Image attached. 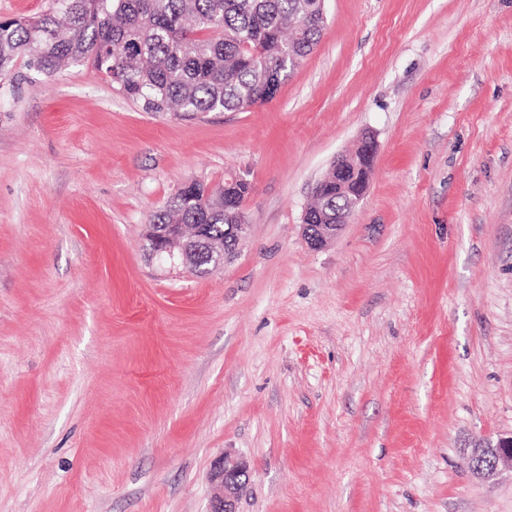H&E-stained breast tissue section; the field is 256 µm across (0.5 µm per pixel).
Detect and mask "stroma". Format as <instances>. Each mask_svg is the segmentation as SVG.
Instances as JSON below:
<instances>
[{
  "label": "stroma",
  "instance_id": "obj_1",
  "mask_svg": "<svg viewBox=\"0 0 512 512\" xmlns=\"http://www.w3.org/2000/svg\"><path fill=\"white\" fill-rule=\"evenodd\" d=\"M274 99L148 113L92 64L0 77V512H512V0H326ZM365 197L311 249L363 134ZM252 192L209 275L144 248L184 183ZM375 158L373 138L365 134L353 155L340 154L331 163L324 177L314 187L315 200L324 197L325 191L336 183V194H342L344 206L336 208V215L327 206L314 205L303 215V236L313 249L327 245L348 219L357 211L366 192L370 175V165ZM354 187V190L351 188ZM466 461L470 473L478 481L488 480L506 469L512 472V433L496 441H482L480 445L471 448ZM248 478L244 460H232L228 456L217 461L210 473V480L219 488L208 512H238L239 492Z\"/></svg>",
  "mask_w": 512,
  "mask_h": 512
}]
</instances>
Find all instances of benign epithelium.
I'll list each match as a JSON object with an SVG mask.
<instances>
[{
  "instance_id": "benign-epithelium-1",
  "label": "benign epithelium",
  "mask_w": 512,
  "mask_h": 512,
  "mask_svg": "<svg viewBox=\"0 0 512 512\" xmlns=\"http://www.w3.org/2000/svg\"><path fill=\"white\" fill-rule=\"evenodd\" d=\"M374 158V141L366 134L354 154L336 156L324 177L316 183L315 199L324 197L327 188L334 183L336 193L344 196V206L333 212L326 206L314 205L305 211L303 236L311 248L326 246L357 211L366 192ZM246 230L245 223L227 224L224 237L220 238L213 234L209 224H152L146 248L149 255L203 277L235 257ZM466 461L478 481L488 480L506 469L512 471V433L482 441L471 448ZM247 478L245 461L227 456L217 461L210 480L218 486L219 493L212 500L209 512H238L239 492Z\"/></svg>"
}]
</instances>
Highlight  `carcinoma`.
<instances>
[{"label": "carcinoma", "instance_id": "cac0c4a2", "mask_svg": "<svg viewBox=\"0 0 512 512\" xmlns=\"http://www.w3.org/2000/svg\"><path fill=\"white\" fill-rule=\"evenodd\" d=\"M325 0H52L33 20L0 22V75L25 55L54 74L90 62L145 112L197 117L274 98L291 64L317 46ZM251 185L179 188L153 224H234Z\"/></svg>", "mask_w": 512, "mask_h": 512}]
</instances>
